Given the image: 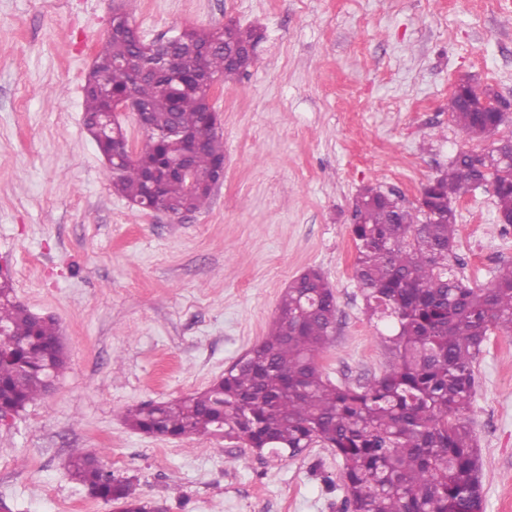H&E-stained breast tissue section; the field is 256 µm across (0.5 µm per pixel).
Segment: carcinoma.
<instances>
[{
  "instance_id": "carcinoma-1",
  "label": "carcinoma",
  "mask_w": 512,
  "mask_h": 512,
  "mask_svg": "<svg viewBox=\"0 0 512 512\" xmlns=\"http://www.w3.org/2000/svg\"><path fill=\"white\" fill-rule=\"evenodd\" d=\"M223 33L224 48L204 56L183 53L175 70H205L226 81L245 73L255 59L249 46L260 34L235 24ZM138 54L137 29L123 41L106 37L84 84L85 127L97 125L107 94L134 89L153 108L142 146L117 163L112 134L95 138L113 191L137 207L149 199L198 211L211 193L165 176L182 153L165 128L174 122L197 141L190 164L199 176L224 161L223 134L205 125L197 89L165 75L135 83L129 70L113 64ZM448 112L473 139L506 124L503 113L472 112L454 94ZM149 173L157 174L156 196ZM490 182L495 222L505 230L512 226V169L494 152L487 159L457 153L422 188L423 205L414 209L370 186L356 196L354 277L369 316L389 329L383 340L393 356L380 377L353 387L323 375L319 361L333 341L337 301L323 273L309 268L288 285L266 336L223 377L185 397L129 408L126 422L142 433L181 438L209 435L222 419L224 436L277 458L314 445L330 448L342 460L344 512H485L481 458L466 413L484 342L495 332L512 336V263L497 267L485 288L468 284L456 271L454 203ZM12 292L10 280L0 281V326L10 333L0 343V412L17 414L45 395L40 378L59 376L67 354L56 322L35 317ZM68 472L122 512H165L82 448L71 453Z\"/></svg>"
}]
</instances>
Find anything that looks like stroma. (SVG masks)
Listing matches in <instances>:
<instances>
[{"label": "stroma", "mask_w": 512, "mask_h": 512, "mask_svg": "<svg viewBox=\"0 0 512 512\" xmlns=\"http://www.w3.org/2000/svg\"><path fill=\"white\" fill-rule=\"evenodd\" d=\"M111 17L112 0H0V274L57 320L68 356L51 392L0 423V512H116L67 476L75 448L168 512H341L331 449L279 460L123 416L222 377L311 266L338 308L324 373L354 386L384 373L383 326L353 279L354 199L371 186L415 207L451 157L478 148L448 98L467 78L512 101V0H136L148 41L231 21L264 34L213 103L224 183L178 219L114 193L84 126ZM494 213L482 189L457 203L456 253L480 286L512 262ZM475 376L485 512H512V339L492 334Z\"/></svg>", "instance_id": "1"}]
</instances>
